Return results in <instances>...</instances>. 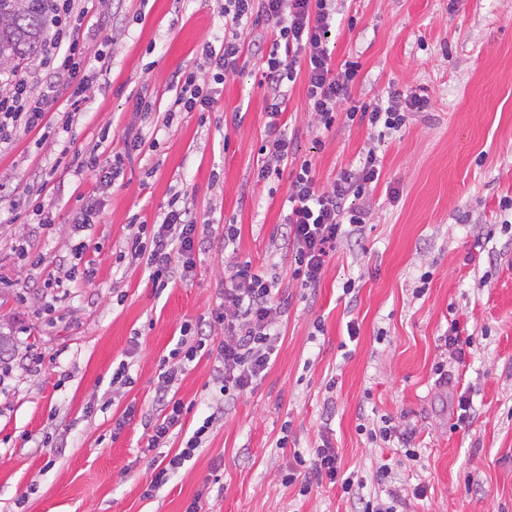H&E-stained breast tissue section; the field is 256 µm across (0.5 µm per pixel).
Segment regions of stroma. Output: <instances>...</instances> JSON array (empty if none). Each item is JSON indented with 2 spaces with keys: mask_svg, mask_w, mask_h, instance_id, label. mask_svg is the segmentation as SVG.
Wrapping results in <instances>:
<instances>
[{
  "mask_svg": "<svg viewBox=\"0 0 512 512\" xmlns=\"http://www.w3.org/2000/svg\"><path fill=\"white\" fill-rule=\"evenodd\" d=\"M85 6L89 48L105 46L107 58L71 129L52 112L0 145L11 191L0 200V333L12 338L0 358V512H185L193 501L199 512H353L329 482L303 496L283 481L294 454L324 440L365 497L398 491L400 512H512V211L500 206L512 197V0H336L331 47L336 63L362 65L355 99L416 93L432 107L376 143L359 123L321 132L304 80L289 90L281 120L291 150L314 157L321 185L370 147L383 166L361 201L362 235L340 242L313 288L292 278L284 246L290 168L255 180L267 118L253 45L271 46V22L245 26L238 69L210 111L176 112L172 76L200 71L203 41L221 45L224 0ZM140 97L152 111H136ZM129 134L144 146L114 181L74 175L78 154L111 158ZM175 195L206 222V244L160 291L127 242ZM87 206L96 222L75 232L70 216ZM39 209L51 225L38 224ZM228 224L238 228L230 256L276 277L286 302L276 351L261 383L225 406L194 457L148 498L156 470L221 398L214 357L199 352L173 387L189 408L181 427L149 447L181 325L224 338L212 313ZM351 278L353 298L342 291ZM454 323L476 338L462 362L444 344ZM121 364L126 378L113 381ZM463 395L472 413L462 423ZM384 416L412 432L416 462L402 441L360 434ZM419 485L425 497L414 496Z\"/></svg>",
  "mask_w": 512,
  "mask_h": 512,
  "instance_id": "1",
  "label": "stroma"
}]
</instances>
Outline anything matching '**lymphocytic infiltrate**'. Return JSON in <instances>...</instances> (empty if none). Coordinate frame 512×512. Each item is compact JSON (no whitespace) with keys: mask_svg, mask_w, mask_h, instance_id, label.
Segmentation results:
<instances>
[{"mask_svg":"<svg viewBox=\"0 0 512 512\" xmlns=\"http://www.w3.org/2000/svg\"><path fill=\"white\" fill-rule=\"evenodd\" d=\"M47 9L52 32L41 45L40 58L46 79L32 84L27 78L15 76L0 87V144L10 141L18 129L41 126L46 113L55 106L61 87L73 85L79 96L71 100L63 115L64 121H71L82 109L81 94L89 89L87 81L80 78L87 67L79 36L83 11L75 9L74 0H49ZM256 15L273 21L275 35L263 56L260 80L266 89L265 111L271 136L260 147L265 161L258 170V181L279 174L289 160L290 141L279 131L277 119L285 110L286 89L298 77L306 79L307 108L325 132L339 121H359L382 139L401 131L411 113L428 108V98L417 95L400 105L371 106L355 100L353 88L361 65L356 61L336 64L328 38L336 25L335 0H224V41L218 47L207 41L200 48L215 83H223L226 75L236 72L243 52L241 30ZM174 82L178 88L174 104L181 111L206 112L213 106L212 90L200 83L196 72L176 73ZM381 174L382 161L372 148L357 164L340 171L327 188L318 181L313 158L298 160L288 190L284 243L293 258L292 275L302 285L319 284L337 243L361 231L365 217L358 201L373 191ZM203 245L196 215L174 200L148 239L132 237L130 253L136 259L146 258L153 287L164 288L178 273L189 272L195 251ZM219 298L214 321L223 325L224 339L214 359L213 373L225 401L233 402L251 391L267 370L284 304L276 297L273 281L247 261L227 263ZM177 376V370L168 371L156 392L163 412L153 424L150 447H160L171 429L182 422L185 407L169 396ZM295 464L286 480L299 482L301 495L310 494L314 485L327 480L357 499L359 512H398L396 493H389L384 501L361 498L353 476L342 473L338 454L329 445L317 446L309 457H296Z\"/></svg>","mask_w":512,"mask_h":512,"instance_id":"1","label":"lymphocytic infiltrate"}]
</instances>
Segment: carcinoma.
Listing matches in <instances>:
<instances>
[{
	"mask_svg": "<svg viewBox=\"0 0 512 512\" xmlns=\"http://www.w3.org/2000/svg\"><path fill=\"white\" fill-rule=\"evenodd\" d=\"M46 0H0V71L31 58L42 42Z\"/></svg>",
	"mask_w": 512,
	"mask_h": 512,
	"instance_id": "cac0c4a2",
	"label": "carcinoma"
}]
</instances>
